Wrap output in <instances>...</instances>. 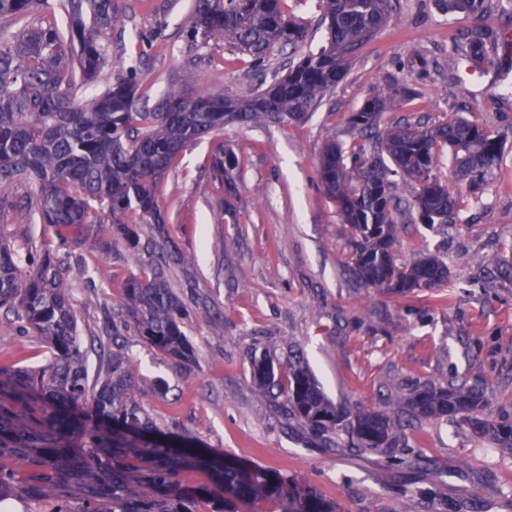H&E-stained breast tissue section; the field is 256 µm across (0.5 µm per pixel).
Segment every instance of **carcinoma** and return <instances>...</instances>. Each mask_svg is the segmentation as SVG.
Returning <instances> with one entry per match:
<instances>
[{
    "instance_id": "cac0c4a2",
    "label": "carcinoma",
    "mask_w": 512,
    "mask_h": 512,
    "mask_svg": "<svg viewBox=\"0 0 512 512\" xmlns=\"http://www.w3.org/2000/svg\"><path fill=\"white\" fill-rule=\"evenodd\" d=\"M284 0H196L186 30L192 49L214 39L232 44L262 66L276 47L297 51L305 27L292 20ZM443 8L475 20L448 52V71L461 56L480 64L499 44L502 31L481 24L487 0H443ZM50 0H0V20L24 22L9 38L0 33V209H18L25 223L43 224L48 238L37 245L0 236V308L18 329L33 331L48 345L47 361L36 367H0V449L38 470L40 491L79 482L86 512L112 498L118 512H195L197 494L183 488L182 473L205 468L217 490V512H251L276 501L280 512H335L313 488H298L258 466H242L198 441L161 431L149 416L148 393L137 384V368L125 344L132 332L168 358L195 362L187 333L194 312L171 288L169 272L192 263L168 247L157 190L189 146L209 138L213 178L222 185L225 211L237 199L234 153L216 141L224 124L259 125L301 121L336 91L356 52L383 28L397 0H321L325 44L301 55L281 80L245 98H224L196 89L167 87L154 108L138 82L139 66L95 92L77 97L79 87L97 86L112 58L109 34L120 23L116 0H64L65 27L45 14ZM410 90L394 83L373 88L349 124L373 140L344 147L328 144L320 158L323 188L352 233V271L367 288L407 295L426 282L442 286L448 266L437 256L401 263L395 258V214L405 210L422 224H446L459 214L457 197L434 171L474 183L503 154L501 138L453 115L429 124L396 122L380 127L383 113L403 108ZM32 183L36 192L20 205L9 191ZM152 224L156 238L141 244L139 225ZM134 252L159 249L140 275L120 288V323L112 332L83 340L72 302L69 246L93 239L104 252L112 235ZM98 350L104 368L89 379L86 357ZM287 385L265 354L252 359L261 395L285 396L290 415L311 431L333 436L342 416L325 397L301 360H289ZM486 393L453 383L420 390L397 403L393 413L363 411L351 422L360 451L393 457L400 415L412 420L462 421L512 452V422L479 417ZM143 478L151 495L123 507L128 484ZM16 472L0 467V504L10 499Z\"/></svg>"
}]
</instances>
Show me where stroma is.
Wrapping results in <instances>:
<instances>
[{
  "mask_svg": "<svg viewBox=\"0 0 512 512\" xmlns=\"http://www.w3.org/2000/svg\"><path fill=\"white\" fill-rule=\"evenodd\" d=\"M104 80L141 60L151 100L167 86L243 97L284 77L287 52L273 50L261 70L221 40L192 49L184 30L195 0H120ZM473 20L439 0H399L388 23L360 51L334 94L307 119L225 125L220 134L238 159L235 215L210 174L213 144L183 151L159 187L169 237L195 256L170 283L198 316L187 328L196 351L190 367L129 338L142 388L164 380L168 392L146 407L162 427L202 440L226 459L257 465L309 486L336 512H512V455L464 423L424 420L398 432L399 447L429 465L415 473L374 453L323 447L309 428L260 396L251 358L274 363L301 356L346 418L358 410L392 411L397 397L456 381L486 391L485 418L512 421V51L498 46L478 65L448 71L455 35ZM386 82L412 90L400 120L438 123L456 113L505 138L504 157L478 187L436 176L457 197L466 221L449 227L401 222L396 256L433 254L450 270L441 287L398 296L364 287L350 270V233L318 174L331 142L350 143L348 119L368 91ZM73 299L82 336L117 316L122 283L146 269L147 252L113 237L102 253L71 244ZM45 358L41 337L0 318V366ZM0 463L16 465L13 455ZM9 512H84L77 486L44 496L28 467H17Z\"/></svg>",
  "mask_w": 512,
  "mask_h": 512,
  "instance_id": "1",
  "label": "stroma"
}]
</instances>
